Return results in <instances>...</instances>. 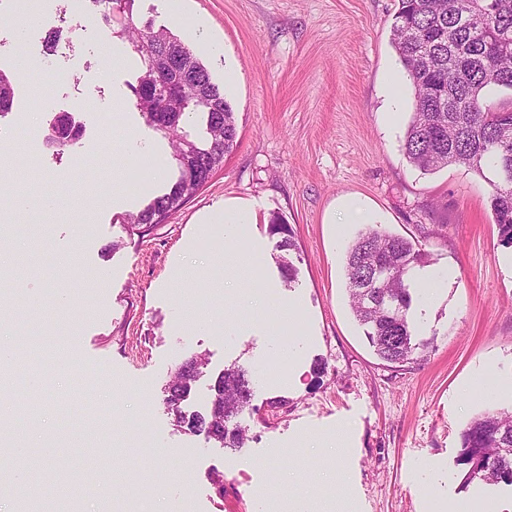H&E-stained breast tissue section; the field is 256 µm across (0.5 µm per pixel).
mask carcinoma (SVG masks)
<instances>
[{
	"mask_svg": "<svg viewBox=\"0 0 512 512\" xmlns=\"http://www.w3.org/2000/svg\"><path fill=\"white\" fill-rule=\"evenodd\" d=\"M89 8L121 25L143 65L131 87L147 123L171 137L178 178L169 192L129 216L132 224H159L202 187L224 155L236 145L234 112L207 68L175 36L137 27L134 0H88ZM392 44L414 91L404 153L423 173L448 165L487 178L490 204L501 242L512 246V100L487 103L485 92L512 91V0H398ZM15 77L0 70V116L11 110ZM205 117L199 141L182 131L184 117ZM70 116L50 120L48 141L72 148L80 134L66 131ZM269 234L278 238L277 257L285 280L295 282L290 253L297 249L290 225L274 216ZM428 255L412 241L378 227L358 233L345 262L346 285L355 319L376 355L391 367L423 356L432 340L417 336L410 323L412 272ZM197 355L179 364L165 388L164 402L175 425L203 433L222 448L244 446L240 429L227 425L247 404L250 390L241 369H226L221 388L211 393L206 413L183 407L201 374ZM458 464L464 484L512 486V409L495 408L473 418L461 431Z\"/></svg>",
	"mask_w": 512,
	"mask_h": 512,
	"instance_id": "cac0c4a2",
	"label": "carcinoma"
}]
</instances>
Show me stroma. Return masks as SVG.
Returning <instances> with one entry per match:
<instances>
[{
    "label": "stroma",
    "mask_w": 512,
    "mask_h": 512,
    "mask_svg": "<svg viewBox=\"0 0 512 512\" xmlns=\"http://www.w3.org/2000/svg\"><path fill=\"white\" fill-rule=\"evenodd\" d=\"M169 3L135 0V21L170 31L204 64L233 108L237 144L164 221L134 226L128 214L178 177L167 138L135 107L140 66L113 57L91 12L73 52L45 64L48 38L69 27L60 0H44L30 29L0 0V70L13 74L9 42L20 28L33 62L0 117V197L16 179L82 196L0 218L9 271L0 344L10 363L0 392L10 418L47 441L31 448L21 483L0 475V512L58 496L66 475L68 512H181L185 502L190 512H290L299 500L311 512H512V486L463 484L457 463L462 429L486 409L512 407V248L484 178L458 166L424 174L404 155L413 93L391 43L398 0H185L181 19ZM200 29L219 54L198 47ZM32 84L70 114L79 151L45 148L49 114L24 124ZM131 137L168 157L162 180L134 165ZM126 181L132 201L113 204ZM236 202L251 204L255 221L228 239L217 219ZM274 214L295 234L290 286L267 232ZM376 225L429 256L414 271L409 315L434 345L401 368L374 354L345 289L346 249ZM256 245L255 273L239 259ZM441 267L455 277L425 300L424 277ZM264 288L279 307L262 314L252 297ZM285 313L296 352L272 379ZM49 330L66 338L61 356L19 354V338ZM193 354L206 366L184 403L191 412L206 411L221 371H245L251 401L235 419L243 447L174 426L164 388ZM33 372L46 377L36 389Z\"/></svg>",
    "instance_id": "1"
}]
</instances>
